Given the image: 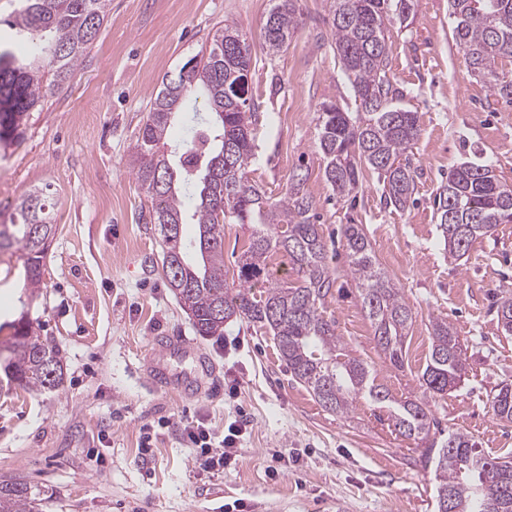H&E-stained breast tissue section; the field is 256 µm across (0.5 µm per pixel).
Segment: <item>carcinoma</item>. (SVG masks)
Listing matches in <instances>:
<instances>
[{"instance_id":"1","label":"carcinoma","mask_w":512,"mask_h":512,"mask_svg":"<svg viewBox=\"0 0 512 512\" xmlns=\"http://www.w3.org/2000/svg\"><path fill=\"white\" fill-rule=\"evenodd\" d=\"M331 47L354 94L349 106L324 103L317 113L324 177L340 199L361 186L363 170L382 182L385 204L405 209L415 191L410 153L419 137L417 113L397 104L401 92L389 76L385 33L406 24L415 0H327ZM111 0H23L4 25L9 43L0 45V143L11 142L27 113L47 89L61 92L96 39ZM453 38L470 72L488 80L500 98L512 100V81L499 79V66L512 62V0H449ZM297 0H276L263 26L270 56L288 48L298 31ZM250 44L234 24H224L206 56L190 70L162 82L139 130L130 166L154 205L150 223L162 236V276L199 336H222L224 325L244 320L273 336L280 359L295 380L327 411L344 414L363 397L386 411L401 436L425 441L422 459L435 473L437 512H512V457H487L471 436L439 428L429 410L412 399L398 400L376 382L368 365L351 356L323 315L336 278L330 269L307 175L297 173L287 192L272 199L248 178L253 127L259 106L253 96L231 100L228 92L250 71ZM203 98L205 110L193 106ZM186 111L189 136L177 145L168 132ZM18 223L0 225V249L17 246L27 287L42 283L47 242L56 225L46 223L43 193L29 192L17 205ZM437 220L448 258L465 256L474 242L500 224H512V186L501 183L487 161L465 162L448 173L439 193ZM248 226V246L236 274L224 267V224ZM188 224L194 239L184 237ZM340 243L373 338L384 361L404 367L414 312L400 288L378 263L361 224H343ZM281 253L296 273L276 279L268 259ZM497 323L512 333V294L497 302ZM0 367L25 390L52 391L63 382L59 350L20 317L9 325ZM431 347L419 381L430 393L457 388L466 353L446 320L430 322ZM493 414L512 422V383L491 396ZM0 512H40V500L23 483L0 486Z\"/></svg>"}]
</instances>
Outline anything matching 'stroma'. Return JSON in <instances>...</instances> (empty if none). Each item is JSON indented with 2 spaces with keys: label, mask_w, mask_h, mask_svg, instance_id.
<instances>
[{
  "label": "stroma",
  "mask_w": 512,
  "mask_h": 512,
  "mask_svg": "<svg viewBox=\"0 0 512 512\" xmlns=\"http://www.w3.org/2000/svg\"><path fill=\"white\" fill-rule=\"evenodd\" d=\"M272 0H111L110 12L62 93L25 117L0 147V224L21 196L48 198L56 232L40 288L24 286L17 249L0 250V324L27 316L60 350L62 385L46 392L0 390V485L23 482L42 512H434V471L423 443L402 437L363 398L349 413L322 408L280 360L271 335L243 321L197 336L160 274L161 240L141 220L151 200L129 167L137 135L164 77L204 54L217 29L235 23L252 45L249 87L260 105L249 177L282 196L302 171L324 234L363 225L382 268L416 319L403 368L385 363L346 273L325 314L353 356L398 399L427 405L444 430L472 436L490 457L512 455V423L490 398L512 382V337L497 326L495 300L512 293V224L498 225L461 260L441 241L434 199L449 170L481 158L512 186V103L469 71L453 39L448 0H415L409 26H389L390 76L418 115L412 149L416 193L397 210L365 172L355 202L323 175L317 113L351 102L330 47L327 0H298L302 26L286 51L267 55L262 27ZM448 320L462 339L459 388L426 393L418 376L429 322ZM185 337L194 354L169 362L188 388H149L155 346ZM202 420L224 434L248 430L222 472L200 469L180 423Z\"/></svg>",
  "instance_id": "1"
}]
</instances>
